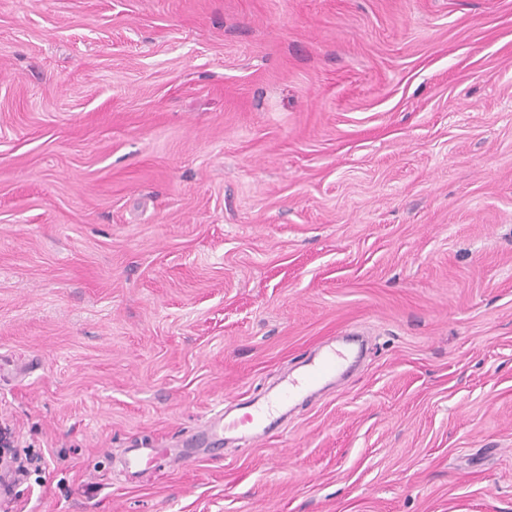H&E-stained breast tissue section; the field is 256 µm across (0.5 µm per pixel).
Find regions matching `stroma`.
Here are the masks:
<instances>
[{"label": "stroma", "instance_id": "obj_1", "mask_svg": "<svg viewBox=\"0 0 512 512\" xmlns=\"http://www.w3.org/2000/svg\"><path fill=\"white\" fill-rule=\"evenodd\" d=\"M0 420L11 512H512V0H0ZM347 359V352L337 349L336 344L330 341L318 357L308 364L303 374L285 379L276 392L263 403L254 406L242 420H227L222 410L211 418L200 431L188 436L184 443L187 446H210L222 443L224 434L236 431L239 424L248 425L251 440L265 439L276 425L274 409L279 410V408L287 406L288 403L301 398L312 387L341 371Z\"/></svg>", "mask_w": 512, "mask_h": 512}]
</instances>
